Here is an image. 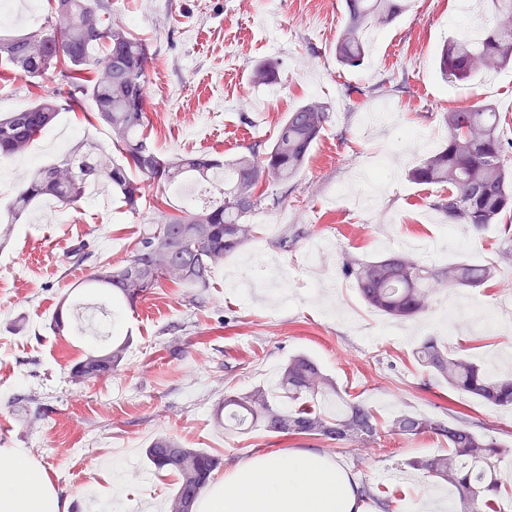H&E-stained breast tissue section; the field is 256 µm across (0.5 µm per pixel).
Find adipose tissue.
<instances>
[{
	"label": "adipose tissue",
	"instance_id": "adipose-tissue-1",
	"mask_svg": "<svg viewBox=\"0 0 512 512\" xmlns=\"http://www.w3.org/2000/svg\"><path fill=\"white\" fill-rule=\"evenodd\" d=\"M361 489L319 452L261 454L203 491L196 512H361ZM58 493L24 449L0 450V512H59Z\"/></svg>",
	"mask_w": 512,
	"mask_h": 512
}]
</instances>
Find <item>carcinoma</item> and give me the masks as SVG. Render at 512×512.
<instances>
[{"instance_id":"obj_1","label":"carcinoma","mask_w":512,"mask_h":512,"mask_svg":"<svg viewBox=\"0 0 512 512\" xmlns=\"http://www.w3.org/2000/svg\"><path fill=\"white\" fill-rule=\"evenodd\" d=\"M495 21L477 41L450 38L439 56V74L448 82L512 63V0H493ZM405 0H344L346 24L336 42V60L360 66L365 57L364 33L393 23L405 10ZM112 0H50L43 20L26 31L0 29V65L21 77L45 83L37 100L17 112L0 113V158L25 153L32 141L50 127L60 112L92 101L95 118L106 125L117 155L89 139L76 141L59 160L37 169L7 207V223L19 220L44 196L73 208L91 185L112 189L131 213L140 210L146 182L159 186L194 177L205 182L222 173L216 198L183 216L157 210L145 225L123 265L97 267L89 276L97 291L117 295L129 305L155 288L171 282L182 288H207L212 273L246 243L253 232L247 222L260 206L264 182L286 184L304 167L329 119V108L318 102L298 106L286 116L272 144L221 160L208 153L164 155L146 129L149 62L153 53L145 40L112 22ZM500 113L476 105L444 116L446 145L409 171L417 184L448 187V197L434 202L435 210L457 224L479 232L512 211V173L505 165L512 141L504 140ZM362 300L394 319L429 310L439 288L477 287L491 278L481 263H452L438 268L412 256L393 253L375 260L349 262ZM128 341L91 347L71 371L83 383L96 376L95 362L118 367ZM415 360L428 376L448 388L482 402L512 408V378H492L468 357L454 354L430 337L417 348ZM334 399L331 412L324 403ZM215 422L227 430L255 427L278 435L354 443L366 448L380 444L382 433L408 437L432 434L448 441V453L412 458L408 464L454 486L461 512H487L505 487L498 469L512 450L496 439L457 421L446 423L404 411L388 429L370 406L341 394L335 380L309 356L288 359L275 390L261 385L241 394L224 395ZM178 443L170 436L154 439L145 455L158 471L178 477L168 499L175 512L185 497H199L222 461L197 448L184 449L180 466L164 460L167 448Z\"/></svg>"}]
</instances>
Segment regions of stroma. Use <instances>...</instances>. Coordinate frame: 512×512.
Returning <instances> with one entry per match:
<instances>
[{"label": "stroma", "mask_w": 512, "mask_h": 512, "mask_svg": "<svg viewBox=\"0 0 512 512\" xmlns=\"http://www.w3.org/2000/svg\"><path fill=\"white\" fill-rule=\"evenodd\" d=\"M114 17L154 55L147 132L160 153L230 157L270 144L288 112L316 100L330 118L304 169L288 185L265 184L250 218L254 236L219 265L203 292L167 283L134 305L103 312L87 277L127 256L156 209L187 203L174 189L149 191L140 214L111 191L90 188L74 208L41 202L0 227V448H24L47 473L65 512H165L175 478L145 450L167 435L221 458L224 466L262 451L308 448L356 482L392 491L393 512H426L433 492L455 489L411 468L409 459L446 452L432 435L386 436L382 447L336 445L255 430L227 433L213 415L225 391L272 386L297 354L313 358L381 423L403 411L475 430L512 445V410L484 404L429 380L412 352L434 337L490 376H512V324L501 296L512 286V232L493 224L458 248L443 240L447 220L433 209L448 190L418 185L408 172L447 138L443 117L489 104L512 139V67L448 83L439 51L469 24L495 16L492 0H409L368 42L356 68L336 60L344 0H113ZM275 66L260 83L256 66ZM80 137L111 146L91 106L60 113L23 156L0 159V208L29 173L60 158ZM388 159L374 171L375 156ZM304 235L279 247L285 230ZM83 246V260L71 257ZM404 253L445 265L479 262L493 277L477 288L437 291L429 311L397 321L368 307L343 266ZM68 311L54 330L59 308ZM128 333L125 359L107 377L71 382L89 335L111 324ZM126 482L113 490L112 468Z\"/></svg>", "instance_id": "1"}]
</instances>
